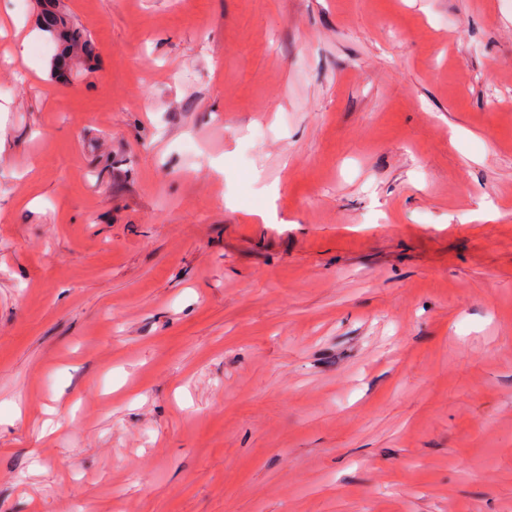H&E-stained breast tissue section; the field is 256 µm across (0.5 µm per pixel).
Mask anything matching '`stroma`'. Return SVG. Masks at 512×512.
Wrapping results in <instances>:
<instances>
[{"label":"stroma","instance_id":"obj_1","mask_svg":"<svg viewBox=\"0 0 512 512\" xmlns=\"http://www.w3.org/2000/svg\"><path fill=\"white\" fill-rule=\"evenodd\" d=\"M64 5L61 81L0 0V512H512V0ZM40 24L42 30L60 42V52L52 63L53 73L60 66L70 68L81 56L91 54V40L71 25L70 17L60 9L57 0L44 1Z\"/></svg>","mask_w":512,"mask_h":512}]
</instances>
